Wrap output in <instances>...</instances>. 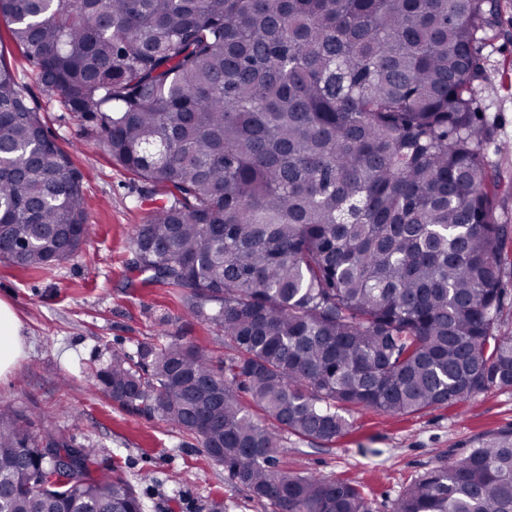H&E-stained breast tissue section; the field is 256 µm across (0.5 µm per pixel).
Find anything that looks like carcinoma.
Returning a JSON list of instances; mask_svg holds the SVG:
<instances>
[{"label": "carcinoma", "instance_id": "cac0c4a2", "mask_svg": "<svg viewBox=\"0 0 512 512\" xmlns=\"http://www.w3.org/2000/svg\"><path fill=\"white\" fill-rule=\"evenodd\" d=\"M491 0H0L46 91L151 186L134 269L191 290L227 360L182 339L112 351L113 402L199 438L274 512H369L277 467L276 430L512 388L507 225L478 115ZM0 256L86 241L83 176L0 60ZM273 420L271 429L239 392ZM0 411V512H142L96 450ZM68 457L72 464L63 465ZM393 512H512V430L408 485Z\"/></svg>", "mask_w": 512, "mask_h": 512}]
</instances>
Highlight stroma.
Returning a JSON list of instances; mask_svg holds the SVG:
<instances>
[{
    "instance_id": "1",
    "label": "stroma",
    "mask_w": 512,
    "mask_h": 512,
    "mask_svg": "<svg viewBox=\"0 0 512 512\" xmlns=\"http://www.w3.org/2000/svg\"><path fill=\"white\" fill-rule=\"evenodd\" d=\"M485 77L476 100L494 133L485 149L497 176L496 216L512 225V0H497L483 44ZM0 59L15 70L47 133L83 175L89 235L70 260L24 272L0 259V298L22 323L24 355L0 378V410L31 414L76 443L96 448L98 469L135 488L143 512H272L231 479L198 439L134 414L102 390L98 370L113 350L180 338L216 360L228 354L217 327L186 313L189 289L143 282L133 240L147 219L148 186L116 166L87 121L64 110L0 17ZM330 441L288 435L281 469L359 485L370 512H392L401 492L431 468L468 453L478 439L512 430V389H491L412 415L358 411Z\"/></svg>"
}]
</instances>
